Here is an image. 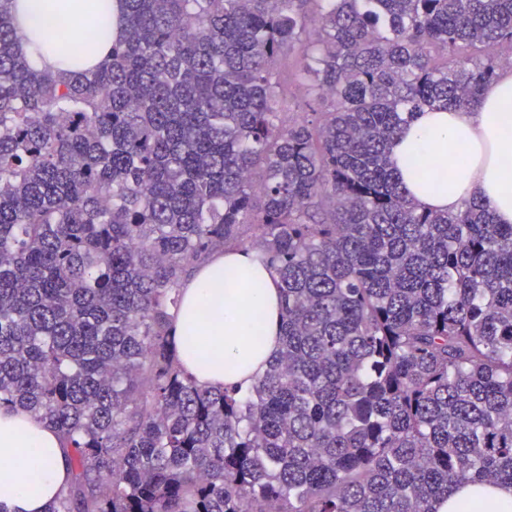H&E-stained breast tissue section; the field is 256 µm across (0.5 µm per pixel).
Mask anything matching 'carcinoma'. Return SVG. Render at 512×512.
Here are the masks:
<instances>
[{"mask_svg":"<svg viewBox=\"0 0 512 512\" xmlns=\"http://www.w3.org/2000/svg\"><path fill=\"white\" fill-rule=\"evenodd\" d=\"M112 59L18 53L0 0V406L54 425L49 512H433L512 486V224L425 210L391 145L512 67V0H121ZM257 250L281 349L206 390L169 334ZM476 502L481 512H505L512 510V487L509 485L469 484L448 498L439 499L434 503L436 512H463V504ZM510 506V510H506Z\"/></svg>","mask_w":512,"mask_h":512,"instance_id":"1","label":"carcinoma"}]
</instances>
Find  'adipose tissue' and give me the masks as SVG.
Wrapping results in <instances>:
<instances>
[{"instance_id": "adipose-tissue-1", "label": "adipose tissue", "mask_w": 512, "mask_h": 512, "mask_svg": "<svg viewBox=\"0 0 512 512\" xmlns=\"http://www.w3.org/2000/svg\"><path fill=\"white\" fill-rule=\"evenodd\" d=\"M45 17L42 0H20L14 27L19 50L38 69L53 60L39 48L35 33ZM398 176L422 207L454 212L463 201L487 203L501 224H512V70L486 84L480 100L447 111L419 114L391 147ZM438 155L440 177L425 179L418 168ZM281 299L278 277L257 252L218 251L200 266L184 288L183 303L170 325L178 348L204 340L201 357L183 356L199 387L252 386L277 356ZM41 452L37 474H30L25 447ZM69 456L52 426L19 409H0V512H47L65 489ZM506 512L512 487L470 484L434 504L435 512Z\"/></svg>"}]
</instances>
